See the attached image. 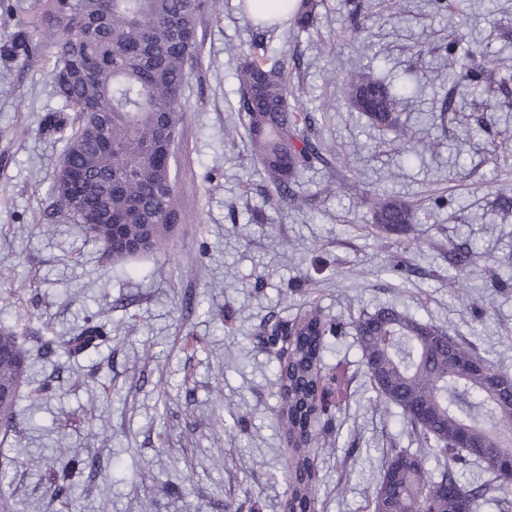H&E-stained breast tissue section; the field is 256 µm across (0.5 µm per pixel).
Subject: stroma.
Here are the masks:
<instances>
[{
  "mask_svg": "<svg viewBox=\"0 0 512 512\" xmlns=\"http://www.w3.org/2000/svg\"><path fill=\"white\" fill-rule=\"evenodd\" d=\"M306 31L260 27L240 0H219L198 25L200 57L184 88L176 154L184 220L160 252L113 264L80 225L50 208L66 137L43 129L60 109L50 51L0 58V324L36 362L43 398L24 395L15 431L0 435V503L21 512H284L288 439L280 428L278 361L259 330L271 316L316 307L341 322L324 363L336 375L318 445L319 512H364L394 451L419 453L398 408H378L353 323L394 307L447 327L512 376V69L450 96L447 57L472 68L512 56V0H470L467 16L431 0H317ZM283 65L292 106L314 119L323 148L280 202L241 124L237 69L253 46ZM391 84L413 153L354 111L351 71ZM450 113H442L445 97ZM417 205L416 242L374 226L371 192ZM465 243L470 271L449 261ZM109 340L69 358L42 341L87 320ZM196 337L188 348L185 337ZM92 459L67 499L46 490L70 458Z\"/></svg>",
  "mask_w": 512,
  "mask_h": 512,
  "instance_id": "35a3bbf8",
  "label": "stroma"
}]
</instances>
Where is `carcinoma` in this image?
I'll use <instances>...</instances> for the list:
<instances>
[{
  "label": "carcinoma",
  "instance_id": "1",
  "mask_svg": "<svg viewBox=\"0 0 512 512\" xmlns=\"http://www.w3.org/2000/svg\"><path fill=\"white\" fill-rule=\"evenodd\" d=\"M216 0H30L5 46V55L28 59L43 43L53 47L50 76L57 96L73 115H47L45 128L70 127L52 190L56 205L86 235L99 242L114 263L158 251L172 236L170 216L182 217L173 158L185 118L184 86L198 61V21ZM316 0H300L291 16L304 31L316 21ZM512 66L511 57L483 60L479 74ZM448 70L457 84L472 82L467 65L448 50ZM239 111L245 114L251 152L284 200L299 171L321 158L319 146L300 129L310 117L292 111L284 67L251 53L237 70ZM350 105L378 131L407 143L396 95L382 80L354 73L345 84ZM372 221L390 235L408 234L419 223L408 201L385 193L370 199ZM336 323L317 308L293 320L272 318L260 331L274 348L290 336L288 358L279 361V418L291 452L283 472L288 481V512H317V456L314 421L325 336ZM356 336L366 360L375 404L401 409L421 447L447 462L434 475L425 456L397 452L384 468L368 504L369 512H473L492 497L500 512L512 509V489L503 485L501 459L512 455V398L493 393L487 371L494 366L477 356L449 330L423 323L393 307L361 317ZM107 339L89 323L75 336L48 346L77 356ZM32 363L15 330L0 325V430L15 427L21 388ZM466 439L492 440L489 457H472ZM481 464L492 478L469 489L460 485L452 463ZM86 461L70 458L50 489L49 503L71 492L72 477Z\"/></svg>",
  "mask_w": 512,
  "mask_h": 512
}]
</instances>
